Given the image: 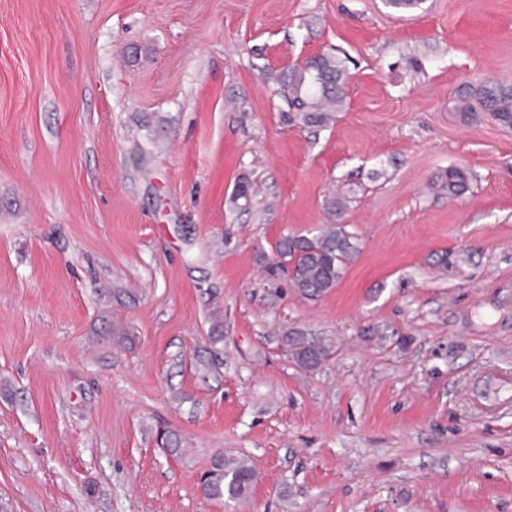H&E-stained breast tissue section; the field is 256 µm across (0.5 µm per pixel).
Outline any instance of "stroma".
<instances>
[{
	"label": "stroma",
	"mask_w": 512,
	"mask_h": 512,
	"mask_svg": "<svg viewBox=\"0 0 512 512\" xmlns=\"http://www.w3.org/2000/svg\"><path fill=\"white\" fill-rule=\"evenodd\" d=\"M336 51L342 109L288 121L277 74ZM479 79L512 81V0H0V512H512V129L454 111ZM335 191L359 251L309 299L261 259ZM219 454L240 502L200 492ZM292 334L297 337L289 338L288 335L285 336L286 343L292 346L293 355L301 365L314 369L321 365L329 356V349L322 340H316L311 349H306L302 347L305 338L304 333L293 332ZM254 482L255 470L248 459L218 455L202 490L209 499L234 502L246 497Z\"/></svg>",
	"instance_id": "stroma-1"
}]
</instances>
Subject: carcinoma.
Here are the masks:
<instances>
[{
    "label": "carcinoma",
    "instance_id": "obj_1",
    "mask_svg": "<svg viewBox=\"0 0 512 512\" xmlns=\"http://www.w3.org/2000/svg\"><path fill=\"white\" fill-rule=\"evenodd\" d=\"M425 0H383L391 13L402 15L422 9ZM348 72L344 61L333 54H323L308 60L282 76L281 87L288 91V106L300 114L304 124L324 127L332 120L330 108L340 106L345 99L344 86ZM454 109L465 114L487 112L505 127H512V83L481 81L465 87L454 100ZM467 175L450 169L440 179V187L450 196L465 187ZM347 209L346 201L332 196L326 201L331 224L314 236L285 235L275 245L276 258L267 271H286L292 287L306 297H317L335 287L347 263L358 248L353 235L339 223ZM296 360L314 369L329 356L328 347L320 340L312 348L302 347L304 333L286 338ZM255 482V470L246 458L218 455L213 469L203 482V494L213 500L234 502L246 497Z\"/></svg>",
    "mask_w": 512,
    "mask_h": 512
}]
</instances>
